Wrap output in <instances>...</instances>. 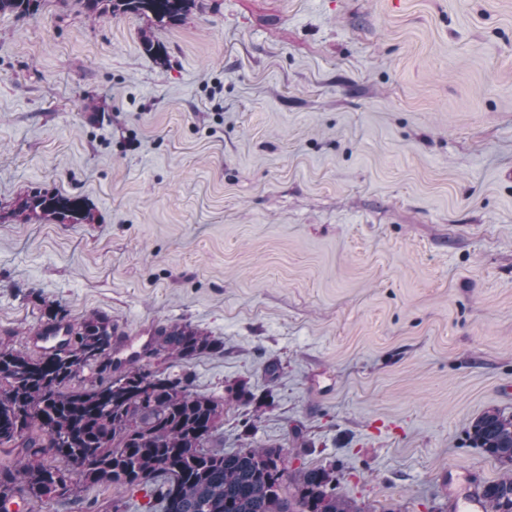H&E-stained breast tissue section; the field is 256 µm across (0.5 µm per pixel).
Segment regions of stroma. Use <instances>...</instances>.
<instances>
[{"label":"stroma","instance_id":"stroma-1","mask_svg":"<svg viewBox=\"0 0 512 512\" xmlns=\"http://www.w3.org/2000/svg\"><path fill=\"white\" fill-rule=\"evenodd\" d=\"M37 188L95 220L0 224V342L39 355L52 304L190 324L223 354L144 368L247 383L224 450L333 467L364 512H448L499 478L468 430L512 415V0L2 12L0 209Z\"/></svg>","mask_w":512,"mask_h":512}]
</instances>
